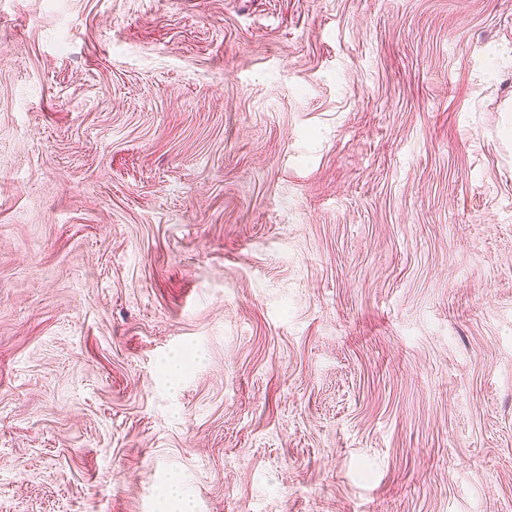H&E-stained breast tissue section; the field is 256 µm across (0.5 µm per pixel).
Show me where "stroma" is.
<instances>
[{
	"label": "stroma",
	"mask_w": 512,
	"mask_h": 512,
	"mask_svg": "<svg viewBox=\"0 0 512 512\" xmlns=\"http://www.w3.org/2000/svg\"><path fill=\"white\" fill-rule=\"evenodd\" d=\"M0 512H512V0H0Z\"/></svg>",
	"instance_id": "obj_1"
}]
</instances>
